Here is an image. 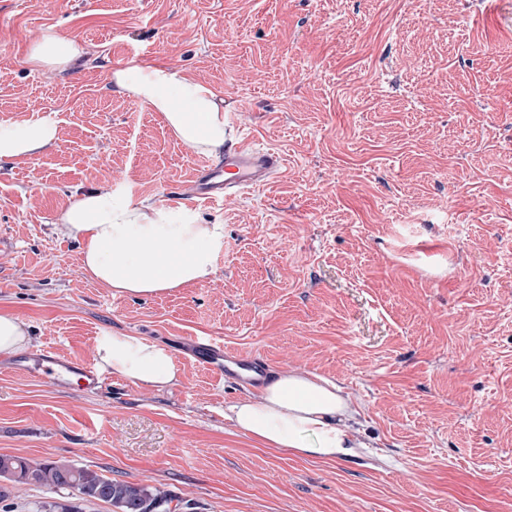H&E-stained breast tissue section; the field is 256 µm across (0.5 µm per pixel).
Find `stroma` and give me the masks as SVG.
<instances>
[{
  "mask_svg": "<svg viewBox=\"0 0 512 512\" xmlns=\"http://www.w3.org/2000/svg\"><path fill=\"white\" fill-rule=\"evenodd\" d=\"M512 0H0V122L58 139L0 166V311L32 349L93 361L108 331L169 349L161 390L55 388L0 355V454L66 459L198 512H512ZM49 27L84 53L33 67ZM211 87L226 145L281 174L195 199L199 162L114 70ZM186 207L224 227L213 273L115 296L59 224L75 193ZM209 336L336 382L364 447L301 458L240 431L248 387L192 353Z\"/></svg>",
  "mask_w": 512,
  "mask_h": 512,
  "instance_id": "1",
  "label": "stroma"
}]
</instances>
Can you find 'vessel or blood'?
I'll return each instance as SVG.
<instances>
[{"label": "vessel or blood", "instance_id": "vessel-or-blood-1", "mask_svg": "<svg viewBox=\"0 0 512 512\" xmlns=\"http://www.w3.org/2000/svg\"><path fill=\"white\" fill-rule=\"evenodd\" d=\"M281 166L282 158L275 151L241 143L225 151L223 164H199L193 182L198 198L214 202L221 200L227 191L267 183ZM196 349L200 360L223 367L225 376L242 384L258 387L266 380L265 363L237 357L221 343H200ZM15 366L39 382L52 386H75L84 390L98 387L102 382L91 365L62 358L47 348L16 359Z\"/></svg>", "mask_w": 512, "mask_h": 512}]
</instances>
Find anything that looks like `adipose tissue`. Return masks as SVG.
<instances>
[{
  "instance_id": "1",
  "label": "adipose tissue",
  "mask_w": 512,
  "mask_h": 512,
  "mask_svg": "<svg viewBox=\"0 0 512 512\" xmlns=\"http://www.w3.org/2000/svg\"><path fill=\"white\" fill-rule=\"evenodd\" d=\"M80 43L55 29L43 30L28 63L48 70L67 67ZM116 84L161 113L173 135L193 151L212 154L224 145V109L210 87L168 68L114 71ZM54 120L0 123V165L34 154L57 138ZM81 244L86 273L116 296L158 295L200 281L214 268L224 227L200 223L196 211L133 205L120 192L99 189L75 196L59 217ZM99 370L161 390L178 378L169 351L142 336L104 332L94 347ZM230 419L264 445L303 458L342 461L361 446L355 412L336 383L306 371H279L257 395L228 407Z\"/></svg>"
}]
</instances>
